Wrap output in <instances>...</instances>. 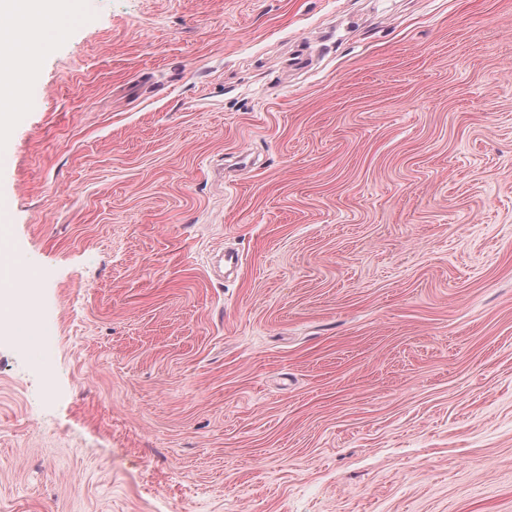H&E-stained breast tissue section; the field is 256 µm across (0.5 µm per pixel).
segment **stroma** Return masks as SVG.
Instances as JSON below:
<instances>
[{
  "mask_svg": "<svg viewBox=\"0 0 512 512\" xmlns=\"http://www.w3.org/2000/svg\"><path fill=\"white\" fill-rule=\"evenodd\" d=\"M63 26L0 135V512H512V0Z\"/></svg>",
  "mask_w": 512,
  "mask_h": 512,
  "instance_id": "stroma-1",
  "label": "stroma"
}]
</instances>
